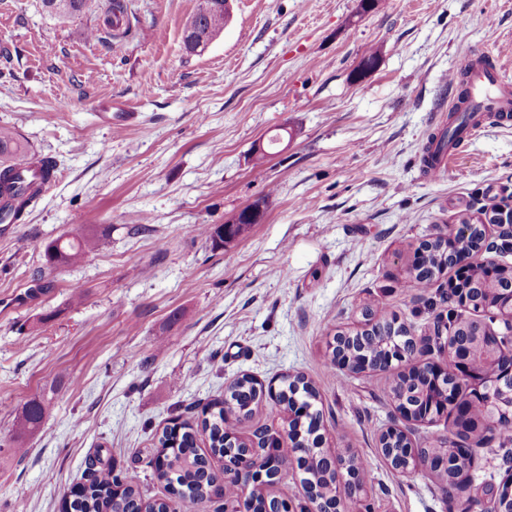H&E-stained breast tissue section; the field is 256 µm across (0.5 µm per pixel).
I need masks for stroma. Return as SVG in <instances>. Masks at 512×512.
<instances>
[{
	"instance_id": "obj_1",
	"label": "stroma",
	"mask_w": 512,
	"mask_h": 512,
	"mask_svg": "<svg viewBox=\"0 0 512 512\" xmlns=\"http://www.w3.org/2000/svg\"><path fill=\"white\" fill-rule=\"evenodd\" d=\"M104 2L61 25L40 0H0V127L57 167L0 224V512H60L95 460L166 497L149 465L163 428L244 374L314 382L323 450L364 459L372 512H462L511 469L497 441L472 446L451 497L396 473L378 450L389 374L327 371L326 343L366 304L432 337L448 277L406 287L415 249L512 202V126L496 115L439 176L421 163L459 57L512 82V0H231L200 53L183 33L201 0H131L133 33L108 47L89 35ZM257 202L260 222L223 246L201 233ZM87 235L79 264L47 265L48 243ZM34 399L49 411L20 432Z\"/></svg>"
}]
</instances>
